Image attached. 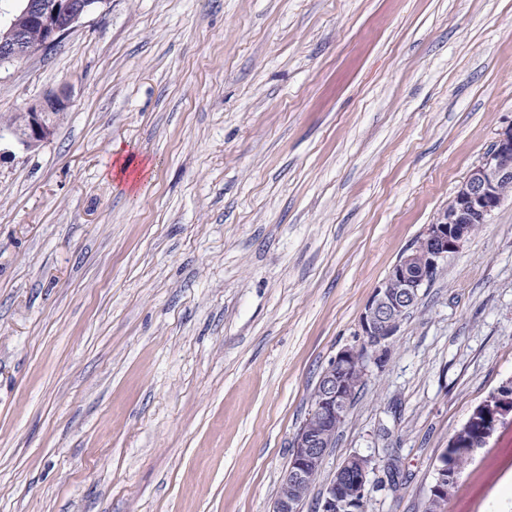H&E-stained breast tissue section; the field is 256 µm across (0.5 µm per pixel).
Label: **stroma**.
I'll return each instance as SVG.
<instances>
[{
    "mask_svg": "<svg viewBox=\"0 0 512 512\" xmlns=\"http://www.w3.org/2000/svg\"><path fill=\"white\" fill-rule=\"evenodd\" d=\"M0 512H273L322 371L512 124V0H105L0 64ZM149 165L139 193L112 149ZM512 378V196L420 291L301 512L349 456L423 512ZM447 512H512V420ZM70 106L69 95L66 91L46 96L40 102L27 107L23 112L15 113L8 119L11 125H21V128L8 126V130L28 149H34L49 142L55 126L64 117L63 114ZM55 112H62L55 122Z\"/></svg>",
    "mask_w": 512,
    "mask_h": 512,
    "instance_id": "obj_1",
    "label": "stroma"
}]
</instances>
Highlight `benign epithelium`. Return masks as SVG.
Wrapping results in <instances>:
<instances>
[{"label":"benign epithelium","mask_w":512,"mask_h":512,"mask_svg":"<svg viewBox=\"0 0 512 512\" xmlns=\"http://www.w3.org/2000/svg\"><path fill=\"white\" fill-rule=\"evenodd\" d=\"M106 0H22L9 21L0 26V63L25 59L47 50L84 15ZM36 28L41 38L30 41L29 29ZM70 106L67 92L46 96L24 110L20 128L8 130L28 149L49 142L55 133V113ZM512 183V125L498 133L493 147L471 170L455 195L426 226L422 245L410 249L394 264L380 286L375 288L360 316L358 345L340 350L332 365L321 374L319 399L312 412L315 426L339 427L345 421L355 390L349 377L355 364L369 358V351L386 349L400 329L401 320L417 304L421 288L471 236V226L488 223L506 196L502 187ZM512 416V379L483 400L470 414L468 424L478 427L479 439L470 452L484 447L498 425ZM331 444L318 431L302 428L293 441L291 460L281 481L292 494L274 506V512H300L303 496L319 473ZM446 451L436 467L425 512H447L448 483L457 471ZM370 459L349 456L318 500L316 512H365Z\"/></svg>","instance_id":"7a95c632"}]
</instances>
